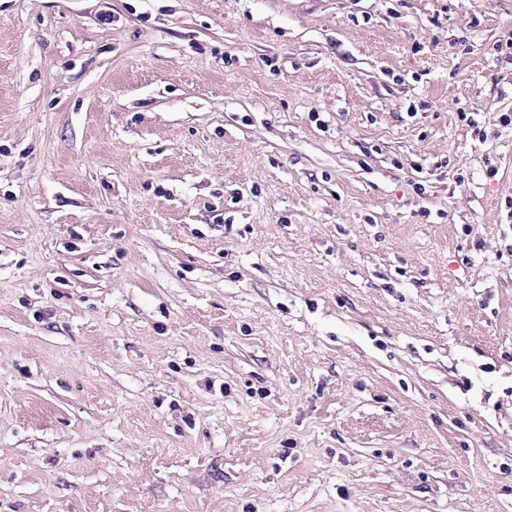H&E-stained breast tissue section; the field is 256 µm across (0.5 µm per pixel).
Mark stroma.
Here are the masks:
<instances>
[{
    "label": "stroma",
    "mask_w": 512,
    "mask_h": 512,
    "mask_svg": "<svg viewBox=\"0 0 512 512\" xmlns=\"http://www.w3.org/2000/svg\"><path fill=\"white\" fill-rule=\"evenodd\" d=\"M508 40L0 0V512H512Z\"/></svg>",
    "instance_id": "1"
}]
</instances>
